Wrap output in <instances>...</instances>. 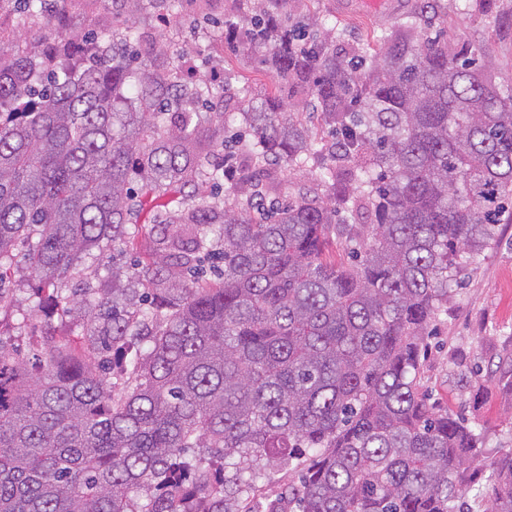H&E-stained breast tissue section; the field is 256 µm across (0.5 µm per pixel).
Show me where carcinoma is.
I'll return each mask as SVG.
<instances>
[{
  "instance_id": "obj_1",
  "label": "carcinoma",
  "mask_w": 512,
  "mask_h": 512,
  "mask_svg": "<svg viewBox=\"0 0 512 512\" xmlns=\"http://www.w3.org/2000/svg\"><path fill=\"white\" fill-rule=\"evenodd\" d=\"M231 2L225 44L265 50L322 147L278 95L256 110L180 55L141 60L131 26L0 62V277L25 244L34 282L19 319L0 295V512H465L484 437L419 374L461 269L512 224V87L418 36L432 0L368 67L300 0ZM303 171L317 187L277 205ZM147 210L145 260L63 294ZM205 256L218 277L185 281ZM38 314L73 328L32 364ZM488 482L485 512H512V449Z\"/></svg>"
}]
</instances>
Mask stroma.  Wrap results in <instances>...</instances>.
<instances>
[{
	"label": "stroma",
	"mask_w": 512,
	"mask_h": 512,
	"mask_svg": "<svg viewBox=\"0 0 512 512\" xmlns=\"http://www.w3.org/2000/svg\"><path fill=\"white\" fill-rule=\"evenodd\" d=\"M436 16L422 34L443 32L449 47L468 48L492 63L491 74L512 86V0H436ZM61 19L46 22L0 0V50L40 54L46 43L69 35L111 36L116 0H66ZM302 13L315 16L336 35L340 54L375 53L401 19L396 7L382 10L363 0H302ZM229 0H184L179 13L139 14L146 42L165 53L194 60L196 79L232 76V90H247L253 106L274 93L276 82L259 54L244 44L224 45V21L233 18ZM421 382L431 400L483 428L487 451L466 493L471 512H484L486 478L502 448L512 447V224L500 225L491 245L460 274L434 322Z\"/></svg>",
	"instance_id": "35a3bbf8"
}]
</instances>
